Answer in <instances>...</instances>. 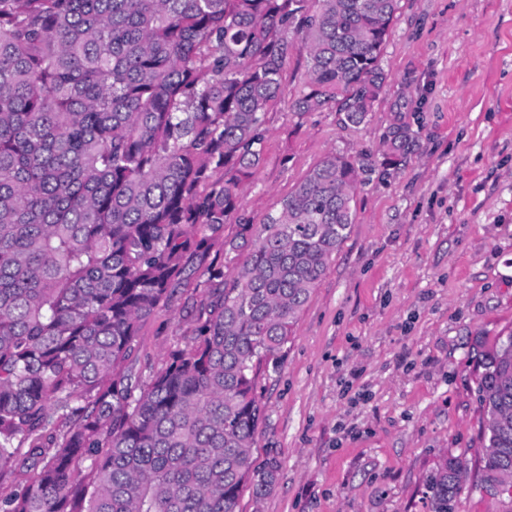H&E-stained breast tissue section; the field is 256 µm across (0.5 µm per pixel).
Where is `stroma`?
Wrapping results in <instances>:
<instances>
[{
  "label": "stroma",
  "instance_id": "stroma-1",
  "mask_svg": "<svg viewBox=\"0 0 512 512\" xmlns=\"http://www.w3.org/2000/svg\"><path fill=\"white\" fill-rule=\"evenodd\" d=\"M384 87L365 122L295 111L307 57L291 48L265 116L264 159L187 287L142 323L127 362L148 379L184 347L211 270L232 280L244 224L279 207L329 153L370 154L356 218L301 311L278 370L261 374L254 456L280 464L274 491L243 488L239 512H427L446 456L467 473L453 512H512L480 484L483 414L475 339L512 333V0H399ZM415 140L380 163L392 132Z\"/></svg>",
  "mask_w": 512,
  "mask_h": 512
}]
</instances>
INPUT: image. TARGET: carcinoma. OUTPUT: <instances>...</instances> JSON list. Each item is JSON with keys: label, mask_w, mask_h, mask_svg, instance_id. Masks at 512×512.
<instances>
[{"label": "carcinoma", "mask_w": 512, "mask_h": 512, "mask_svg": "<svg viewBox=\"0 0 512 512\" xmlns=\"http://www.w3.org/2000/svg\"><path fill=\"white\" fill-rule=\"evenodd\" d=\"M398 0H0V512H238L271 493L254 458L261 372L354 223L365 159L328 154L243 225L230 284L145 385L123 369L186 259L209 254L263 159L265 113L301 35L298 112L372 111ZM413 132H393L387 164ZM483 480L512 485V334L481 354ZM465 466L423 499L451 512Z\"/></svg>", "instance_id": "1"}]
</instances>
